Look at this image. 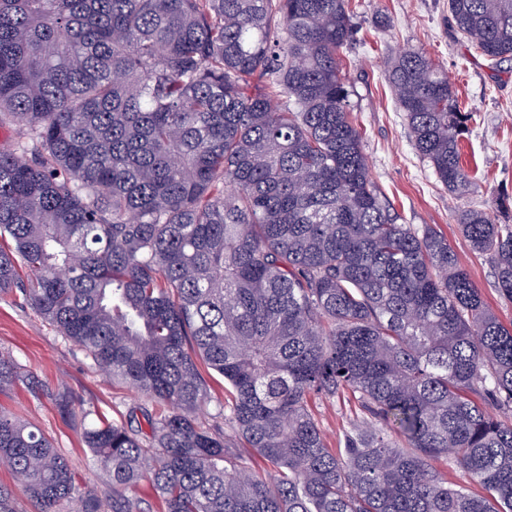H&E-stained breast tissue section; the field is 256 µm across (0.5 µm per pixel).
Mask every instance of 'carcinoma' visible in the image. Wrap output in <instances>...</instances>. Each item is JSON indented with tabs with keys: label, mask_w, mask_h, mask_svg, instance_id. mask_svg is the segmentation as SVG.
Instances as JSON below:
<instances>
[{
	"label": "carcinoma",
	"mask_w": 512,
	"mask_h": 512,
	"mask_svg": "<svg viewBox=\"0 0 512 512\" xmlns=\"http://www.w3.org/2000/svg\"><path fill=\"white\" fill-rule=\"evenodd\" d=\"M448 10L512 63V0ZM355 34L349 0H0V127L22 132L0 148V292L146 401L126 423L82 412L105 500L0 408V512L17 489L37 512H151L142 482L158 512H512V329L372 181L339 57ZM386 79L416 151L469 195L470 113L439 64L407 47ZM458 224L511 302L512 225ZM16 383L35 381L1 353ZM345 393L329 448L309 400Z\"/></svg>",
	"instance_id": "carcinoma-1"
}]
</instances>
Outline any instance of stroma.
I'll return each instance as SVG.
<instances>
[{"mask_svg":"<svg viewBox=\"0 0 512 512\" xmlns=\"http://www.w3.org/2000/svg\"><path fill=\"white\" fill-rule=\"evenodd\" d=\"M351 6L358 34L341 58L354 89V117L364 132L371 177L404 223L430 224L447 237L495 315L511 327L512 302L500 298L493 268L470 250L455 215L464 207H487L497 223L512 225V65L490 69L469 50L450 24L448 0H351ZM409 46L439 62L461 108L472 116L461 141L473 181L466 197L448 193L417 154L386 80L390 62ZM0 352L41 384L36 391L20 384L0 391V408L40 428L69 459L79 482L107 496L108 478L85 447L79 420L62 415L41 389L66 386L77 407L114 421L139 406V395L106 378L91 358L10 294H0ZM311 409L327 446L342 447L354 401L316 397Z\"/></svg>","mask_w":512,"mask_h":512,"instance_id":"stroma-1","label":"stroma"}]
</instances>
